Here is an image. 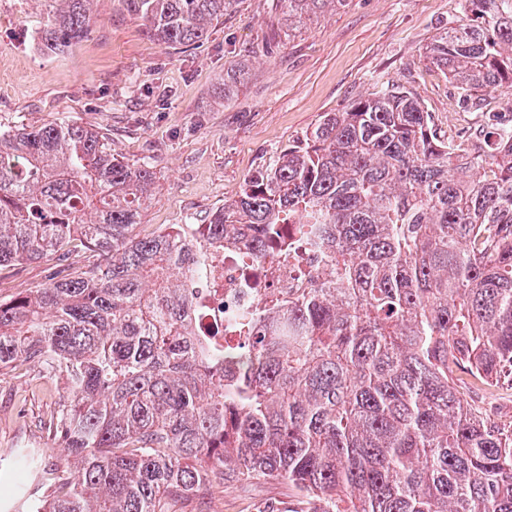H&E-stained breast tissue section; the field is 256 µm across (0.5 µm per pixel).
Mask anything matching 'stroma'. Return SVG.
<instances>
[{
  "label": "stroma",
  "mask_w": 512,
  "mask_h": 512,
  "mask_svg": "<svg viewBox=\"0 0 512 512\" xmlns=\"http://www.w3.org/2000/svg\"><path fill=\"white\" fill-rule=\"evenodd\" d=\"M49 0H0V127H40L65 117L107 132L114 155L150 163L158 183L136 234L167 224L208 223L237 197L245 177L270 166L328 112L392 83L432 113L442 134L480 140L488 116L512 90L480 103L425 58V48L462 19L459 0H349L296 29L278 25L276 0H235L207 36L167 47L125 8L93 0L90 34L58 53L38 37ZM235 82L220 94L222 82ZM56 256L0 267V299L46 283ZM459 389L495 421L512 423V389L486 396L468 378ZM67 396L56 374L23 364L0 372V484L12 476L16 449L41 448L49 465L69 461L45 425ZM274 501L296 505L284 482L256 478L179 502L177 512H264Z\"/></svg>",
  "instance_id": "1"
}]
</instances>
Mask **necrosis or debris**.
Returning a JSON list of instances; mask_svg holds the SVG:
<instances>
[{
    "mask_svg": "<svg viewBox=\"0 0 512 512\" xmlns=\"http://www.w3.org/2000/svg\"><path fill=\"white\" fill-rule=\"evenodd\" d=\"M246 250L231 245L209 248L195 276L206 291L203 309L191 316L192 324L223 326L227 339H234L232 316L256 317L269 308L272 299H287L297 289L308 287L315 269L327 260L312 248L286 241L273 247L265 260L253 262Z\"/></svg>",
    "mask_w": 512,
    "mask_h": 512,
    "instance_id": "1",
    "label": "necrosis or debris"
}]
</instances>
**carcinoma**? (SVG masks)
Instances as JSON below:
<instances>
[{
  "label": "carcinoma",
  "mask_w": 512,
  "mask_h": 512,
  "mask_svg": "<svg viewBox=\"0 0 512 512\" xmlns=\"http://www.w3.org/2000/svg\"><path fill=\"white\" fill-rule=\"evenodd\" d=\"M43 46L89 33L93 0H54ZM168 47L201 41L234 0H124ZM348 0H277L293 26ZM463 23L426 58L467 100L512 88V0H460ZM157 185L108 134L67 118L0 128V266L54 253L48 282L0 301V371L63 375L48 430L73 479L19 448L14 512H172L254 478L287 482L300 512H512V428L459 396L467 370L512 378V128L438 136L398 86L328 112L248 176L210 223L138 238ZM330 254L334 286L240 322L236 341L187 320L205 248L260 261L284 232ZM104 258L67 264L75 241ZM235 364L224 373V359ZM43 485L65 492L51 501Z\"/></svg>",
  "instance_id": "obj_1"
}]
</instances>
